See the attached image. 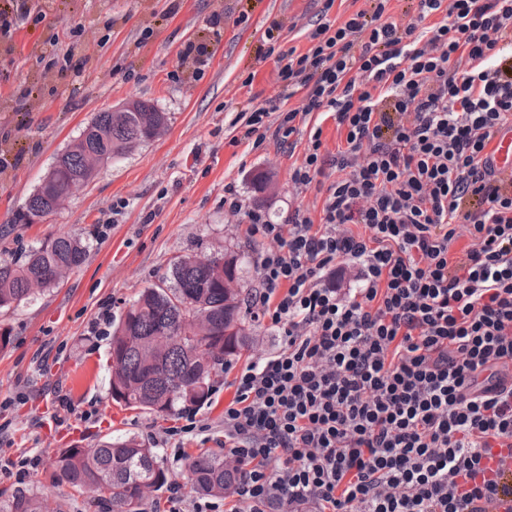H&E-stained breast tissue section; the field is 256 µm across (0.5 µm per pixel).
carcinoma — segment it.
Here are the masks:
<instances>
[{
	"label": "carcinoma",
	"instance_id": "1",
	"mask_svg": "<svg viewBox=\"0 0 512 512\" xmlns=\"http://www.w3.org/2000/svg\"><path fill=\"white\" fill-rule=\"evenodd\" d=\"M166 123L167 113L137 99L124 112L97 113L77 148L57 156L27 199L24 216L54 212L62 195L94 177L97 168L88 164L86 152L105 164L156 138ZM87 257L80 239L63 234L22 260L0 258V308L33 299ZM247 264L248 256L235 251L205 260L182 257L138 294L112 330L113 401L161 416L193 411L208 400L225 366L250 348ZM236 475L237 468L225 465L224 457L204 452L187 462L184 478L191 490L222 497ZM45 480L80 495L91 493L90 503L104 512H142L146 495L159 491L167 475L156 449L127 437L61 449ZM0 512L50 509L42 496L15 488L0 492Z\"/></svg>",
	"mask_w": 512,
	"mask_h": 512
}]
</instances>
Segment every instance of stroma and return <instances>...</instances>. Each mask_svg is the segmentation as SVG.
<instances>
[{"mask_svg": "<svg viewBox=\"0 0 512 512\" xmlns=\"http://www.w3.org/2000/svg\"><path fill=\"white\" fill-rule=\"evenodd\" d=\"M322 0H55L38 23L14 31L0 51V258L20 259L68 233L89 247L87 262L37 300L0 310V460L40 465L25 479L0 469V490L24 486L59 512H99L87 496L54 489L42 476L61 448L134 436L157 448L168 481L182 480L187 455L224 447L227 371L207 403L158 417L110 395L112 322L177 256L244 249L243 217L224 212V186L238 182L247 204L288 214L292 164L274 143L251 149L228 137L237 116L279 101L274 58L260 52L268 17L287 25L281 50L306 49L304 28ZM249 21L237 24L241 10ZM219 20V35L209 23ZM80 35H73L74 26ZM206 47L194 79L181 62L187 43ZM31 88L27 99L20 89ZM131 98L167 112L153 141L108 162L84 187L32 224L29 195L96 113ZM125 201L113 213L116 201Z\"/></svg>", "mask_w": 512, "mask_h": 512, "instance_id": "obj_1", "label": "stroma"}]
</instances>
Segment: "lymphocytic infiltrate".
Masks as SVG:
<instances>
[{"label":"lymphocytic infiltrate","mask_w":512,"mask_h":512,"mask_svg":"<svg viewBox=\"0 0 512 512\" xmlns=\"http://www.w3.org/2000/svg\"><path fill=\"white\" fill-rule=\"evenodd\" d=\"M363 0L274 52L281 104L240 113L232 144L300 152L287 223L246 206L255 321L281 339L224 408L241 512H497L512 470V0ZM302 104L290 106L293 97ZM343 138L328 152L314 113ZM493 151L495 166L503 172L512 173V130L497 137Z\"/></svg>","instance_id":"lymphocytic-infiltrate-1"}]
</instances>
